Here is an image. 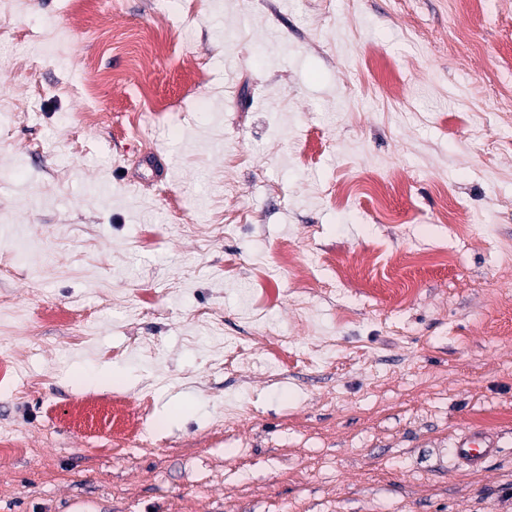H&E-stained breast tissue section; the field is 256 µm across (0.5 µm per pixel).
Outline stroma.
<instances>
[{"label":"stroma","mask_w":512,"mask_h":512,"mask_svg":"<svg viewBox=\"0 0 512 512\" xmlns=\"http://www.w3.org/2000/svg\"><path fill=\"white\" fill-rule=\"evenodd\" d=\"M511 251L512 0H0V512H512ZM454 456L463 467L472 472H482L488 463L501 453L497 438L484 429H469L455 442Z\"/></svg>","instance_id":"obj_1"}]
</instances>
